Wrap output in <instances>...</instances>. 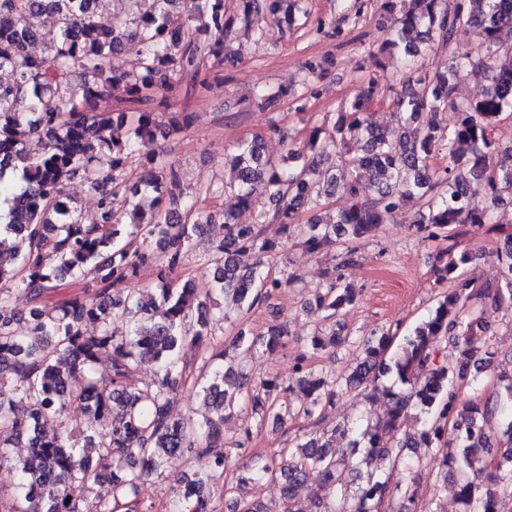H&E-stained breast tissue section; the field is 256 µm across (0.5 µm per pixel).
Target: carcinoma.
<instances>
[{
  "instance_id": "cac0c4a2",
  "label": "carcinoma",
  "mask_w": 512,
  "mask_h": 512,
  "mask_svg": "<svg viewBox=\"0 0 512 512\" xmlns=\"http://www.w3.org/2000/svg\"><path fill=\"white\" fill-rule=\"evenodd\" d=\"M97 0H0V69L12 79L0 82V236L13 239L0 252V467L16 472L12 493L0 496V512H135L151 476H162L164 461L204 456L224 436V420L239 404L282 424L301 416L313 431L298 434L292 446L272 455L256 454L248 477L224 484L220 506L210 498L213 481L233 468L232 453L253 438L245 430L214 457L207 472L182 476L171 488L164 512H273L248 504L242 485L267 478L281 488L279 512H301L310 472L322 476L316 512H336L328 500L350 502L348 512H423L413 488L423 461L440 462L454 477L463 512H502L512 500V377L491 400L461 403L458 390L478 377L475 343L492 334L498 313H512V232H503L493 252L501 279L477 284L465 271L476 258L464 245L468 227L493 223L494 212L512 199V147L496 164L494 132L512 115V0H386L403 8L381 46V53L411 73L409 93L384 94L373 81L346 101L324 132L316 127L303 148L269 158L262 137L239 142L229 156L236 182L221 188L236 207L203 213L188 194L178 171L157 153L139 164L128 183L138 147L157 138L160 122L150 105L183 81L206 90L203 70L224 64L226 41L239 23L251 31L256 17L288 24L307 20L308 0H238L230 15L224 0H137L138 12L96 20ZM189 25L169 32L174 8ZM55 21L58 36L45 55L28 52L38 38L42 15ZM484 29V41L463 52L456 34L465 26ZM448 52V71L469 66L489 82L486 94L461 99L449 77H431L418 66L422 51L411 34ZM134 56L129 69L112 65L113 56ZM386 98L394 125L377 128L368 120L373 102ZM116 101L126 109L99 108ZM455 114L451 127L441 114ZM191 116L181 112L165 126L168 137L187 130ZM81 177L97 198V215L85 216L65 193ZM265 185L273 208H263L254 224H240L237 210L256 207L253 189ZM484 205L474 201L475 188ZM129 210L114 209L119 193ZM340 197L344 206L324 221L317 212ZM414 198L424 213L411 225L421 241L435 243V282L448 292L411 333L389 327L355 343V362L340 375H327L299 361L293 382L306 402L294 411L288 388L278 379L252 387L228 381L242 373L256 345L269 354L285 347L283 327L259 338L239 331L228 359L225 350L195 364L184 347L214 345L221 323L252 310L286 288L292 275L263 271L274 242L263 225L293 229L311 254L341 241L333 273L315 294L314 312L328 321L357 297L345 270L358 261L355 243L366 239L387 215ZM311 212L306 224L295 219ZM203 228L219 239L224 260L202 286L178 281L177 269ZM140 239L132 246L130 239ZM150 266L154 289L131 294L125 283ZM89 278L87 289L56 304L46 296L66 279ZM29 301L25 313L12 312L13 297ZM130 332L117 336L112 325ZM93 324L97 331L84 332ZM453 336L458 358L453 368L436 360L437 343ZM346 342L342 330L314 329L309 338L319 352ZM108 378L97 376L101 359ZM152 362L157 379L138 380L141 364ZM393 378V384L384 378ZM192 384L199 399L194 417L174 420L172 396ZM352 390L383 398L387 410L377 421H327L322 410ZM91 415L92 428L78 445L64 429L68 405ZM423 422L419 432L398 437L410 412ZM30 452L17 458L14 449Z\"/></svg>"
}]
</instances>
